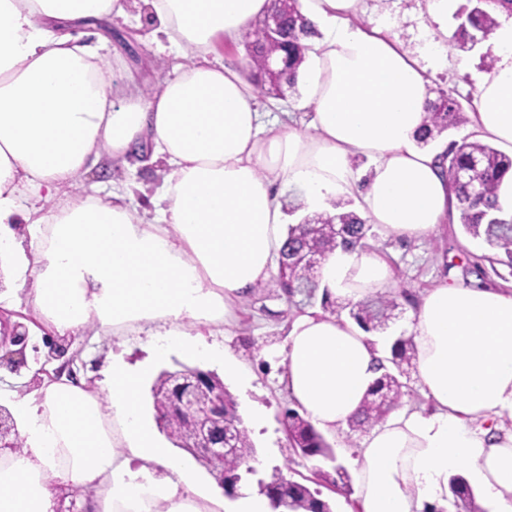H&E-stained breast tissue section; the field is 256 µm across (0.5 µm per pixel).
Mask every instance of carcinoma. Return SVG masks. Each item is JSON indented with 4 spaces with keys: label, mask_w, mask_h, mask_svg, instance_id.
Masks as SVG:
<instances>
[{
    "label": "carcinoma",
    "mask_w": 512,
    "mask_h": 512,
    "mask_svg": "<svg viewBox=\"0 0 512 512\" xmlns=\"http://www.w3.org/2000/svg\"><path fill=\"white\" fill-rule=\"evenodd\" d=\"M469 5L458 13L461 22L451 36V44L462 52L472 50L473 34L477 31L489 35L499 26L500 14L512 17V0H468ZM311 33V27L299 10V3L292 4L288 14L286 29L288 45V68L283 81L295 85L294 73L304 60L307 46L302 37ZM248 60L246 67L251 75L260 78L257 83L260 91L269 94L275 87L269 82L262 60L267 52V44L262 35L255 31L246 40ZM435 99L426 106L425 128L420 142L424 145L442 135L443 132L464 123V109L460 101L447 90L434 91ZM467 169L472 181H451L457 197L456 211L464 231L475 239H480L490 249L505 257L504 263L512 268V221L503 217L499 204V190L504 176L512 171V156H509L488 143L468 140L453 141L448 146V173ZM350 202L338 200L334 203L335 213H317L304 218L302 224L288 225V239L278 262L277 280L279 287L291 298L300 296L302 300L312 298L318 287L315 271L306 263V256L313 250L326 255L341 248L353 250L365 247L370 226L364 224L353 213L345 210ZM325 307L330 312L348 311L365 331L384 330L398 308L397 296L392 293H378L374 297L354 303L346 299L330 300L325 296ZM415 358L413 338L399 337L391 348V366L384 372L372 389L366 394L361 412L348 420L353 431H363L385 419L388 413L405 395V383L401 380L403 366L411 365ZM174 373L161 371L151 388L153 405L158 419L162 420L165 431L173 444L184 450L192 437L182 419L172 406L170 390L174 384ZM288 438L291 445L307 458L329 457L332 448L311 423L298 411L291 409L286 417ZM224 428L234 432L235 452L224 460V478H242L241 466L247 459L257 458V451L247 429L243 426L237 410V403L229 392H224ZM450 486L457 488L460 501L467 512H484L471 487L461 475L450 478ZM290 512H332L328 502L318 497L308 486L296 483L289 494Z\"/></svg>",
    "instance_id": "carcinoma-1"
}]
</instances>
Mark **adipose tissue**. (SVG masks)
<instances>
[{"mask_svg":"<svg viewBox=\"0 0 512 512\" xmlns=\"http://www.w3.org/2000/svg\"><path fill=\"white\" fill-rule=\"evenodd\" d=\"M144 2L169 46L192 52L149 94L101 53L99 23L125 15L126 0H0V260L15 278L32 274L28 301L59 336L135 324L161 339L136 367L113 358L107 394L65 376L14 394L24 446L0 448V512H56L62 486L82 512H271L248 485L230 500L197 491V461L171 454L140 414L145 384L169 347L198 352L197 327L231 324L237 302L276 275L287 192L310 213L353 200L385 239L428 238L455 210L447 141L417 143L447 64L448 0H426L431 40L416 53L361 23L364 0H299L314 34L297 72L302 116L285 122L215 48L240 42L271 0ZM492 39L473 131L512 154V18ZM146 148L168 166L153 216L121 191L70 195L102 158L125 166ZM317 274L355 302L392 284L372 248L328 253ZM405 326L428 405L360 443L358 512H448L460 473L490 512H512V290L440 284ZM393 342L305 311L280 352V383L317 431L336 433Z\"/></svg>","mask_w":512,"mask_h":512,"instance_id":"ef3b65f1","label":"adipose tissue"}]
</instances>
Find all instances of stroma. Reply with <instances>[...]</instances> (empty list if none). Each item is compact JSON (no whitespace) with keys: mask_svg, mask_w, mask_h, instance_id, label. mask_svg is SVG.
<instances>
[{"mask_svg":"<svg viewBox=\"0 0 512 512\" xmlns=\"http://www.w3.org/2000/svg\"><path fill=\"white\" fill-rule=\"evenodd\" d=\"M136 8H128L126 17L112 20L115 33L109 51L119 53L126 66L139 70L142 87H156L176 61L175 55L155 51V25L139 22ZM365 21L384 26L396 34L405 48L420 50L426 29L420 11L411 7L409 0H367ZM493 58L490 41H483L472 51H448V69L439 75L438 86L448 90L464 106L474 112L476 75L484 71ZM163 182L161 164L148 157L133 160L130 167L116 169L102 164L86 174L80 191L90 196H105L110 191L136 184L137 189L128 198L129 207L143 211L149 199ZM375 244L389 260L393 270L396 293H407L421 299L424 293L443 282L460 286H488L512 289V269L496 264L495 254L481 240L467 236L457 216H450L440 225L432 238L422 242H391L376 239ZM27 287L16 286L10 304L0 305V333L15 332L26 337L23 350L26 364L14 368L4 352L0 351V389L29 392L42 377L73 372L84 377L88 385L106 391V370L113 357H122L131 365L148 359L154 337L145 330L134 328L119 334L104 333L89 327L77 337L55 338L50 328L44 327L27 298ZM289 301L275 282H267L253 291L237 306L236 320L230 325L212 326L208 344L231 353L241 371L249 378L247 390H240L234 380L224 385L237 403L238 413L257 449L258 467L246 476L249 485L282 471L288 479L319 490L333 512H356L354 488H340L327 481L335 465H342L348 473H355L358 462L356 449L364 435L349 427H341L336 434L327 435L334 457L307 459L293 448L288 439L284 411L288 397L278 381V352L286 344L291 315ZM262 411L266 425L261 431L251 428L254 411Z\"/></svg>","mask_w":512,"mask_h":512,"instance_id":"obj_1","label":"stroma"}]
</instances>
